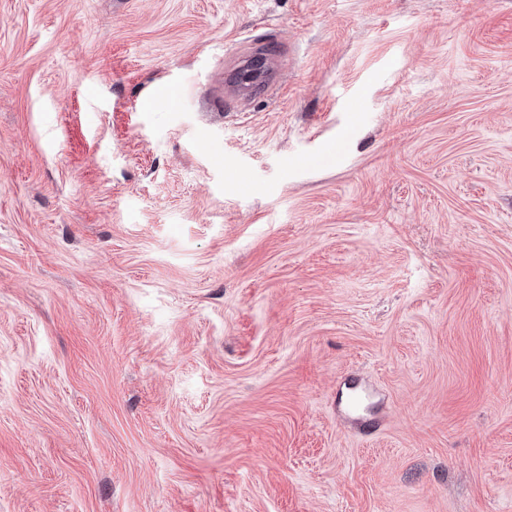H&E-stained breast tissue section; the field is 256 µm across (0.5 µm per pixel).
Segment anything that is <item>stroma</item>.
Returning <instances> with one entry per match:
<instances>
[{"instance_id":"1","label":"stroma","mask_w":512,"mask_h":512,"mask_svg":"<svg viewBox=\"0 0 512 512\" xmlns=\"http://www.w3.org/2000/svg\"><path fill=\"white\" fill-rule=\"evenodd\" d=\"M0 512H512V0H0Z\"/></svg>"}]
</instances>
